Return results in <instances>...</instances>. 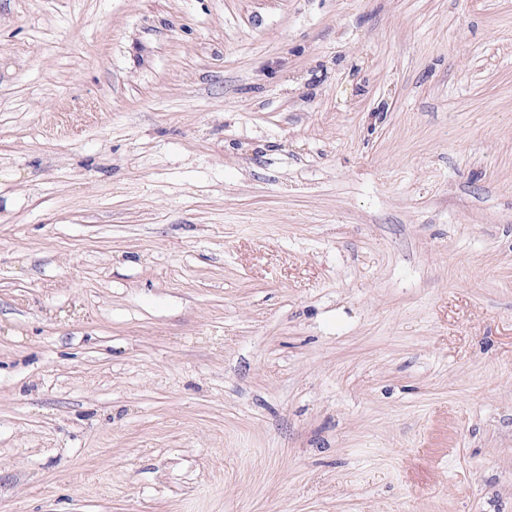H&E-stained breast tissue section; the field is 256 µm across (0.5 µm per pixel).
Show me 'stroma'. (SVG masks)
<instances>
[{
  "instance_id": "stroma-1",
  "label": "stroma",
  "mask_w": 512,
  "mask_h": 512,
  "mask_svg": "<svg viewBox=\"0 0 512 512\" xmlns=\"http://www.w3.org/2000/svg\"><path fill=\"white\" fill-rule=\"evenodd\" d=\"M0 512H512V0H0Z\"/></svg>"
}]
</instances>
